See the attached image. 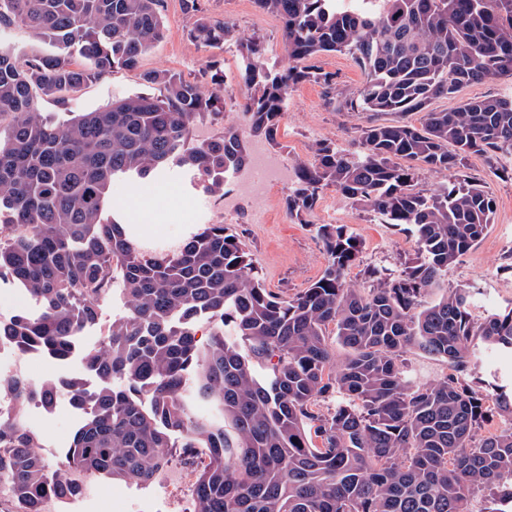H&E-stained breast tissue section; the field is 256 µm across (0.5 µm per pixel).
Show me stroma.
I'll list each match as a JSON object with an SVG mask.
<instances>
[{
  "mask_svg": "<svg viewBox=\"0 0 512 512\" xmlns=\"http://www.w3.org/2000/svg\"><path fill=\"white\" fill-rule=\"evenodd\" d=\"M204 4L210 16L234 25L241 35L260 36L269 62L284 63L286 53L278 17L256 10L253 0H204ZM163 14L167 33L143 57L139 68L113 69L84 86L63 105L51 99L41 100L40 111L48 115L64 110L90 112L116 99L154 95L158 89L142 80V71L170 69L199 80L208 60L214 57L220 59L224 71V120L219 123L202 118L192 133L217 135L224 124L244 125L246 89L234 48L212 52L190 42L185 32L194 18L183 0H163ZM363 122L361 115L328 104L321 84L305 82L295 88L288 100V111L273 148L292 168L299 160L310 157L317 140L332 137L343 147H353L356 131ZM464 174L484 183L496 200V213L488 234L460 263L449 268L448 284L475 286L481 292L482 308L502 310L512 306V181L494 176L487 158L480 154L469 156ZM233 190L234 185L229 182L222 192H209L196 175L174 167L147 185L124 178L115 180L105 214L128 227L147 228L149 237L144 247L153 254L176 248L205 225L226 224L244 243L266 288L284 298L308 288L325 267L326 253L317 236L318 225L343 224L361 239L362 252L349 273L357 288L365 287L367 269L399 271L405 258L414 253L415 241L410 233L399 226L378 223L367 207L353 203L334 189L322 191L314 212L303 221L289 215V190L285 187L270 196L264 218H257L249 198L243 196L237 197L232 213H225L224 199ZM126 310V297L119 287H112L100 303L96 322L83 328L76 339L75 353L57 364L54 378L80 377L96 384V377L85 369L83 354L98 347L103 332ZM26 421L41 443H57V452L47 457L54 465L64 459L83 418L61 396L50 411L28 407ZM199 465V460L177 454L169 471L161 472L151 483L116 484L108 480L104 493L112 497L116 512H124L136 503L148 506L151 512H184L193 496L191 480Z\"/></svg>",
  "mask_w": 512,
  "mask_h": 512,
  "instance_id": "35a3bbf8",
  "label": "stroma"
}]
</instances>
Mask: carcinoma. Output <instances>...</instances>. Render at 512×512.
<instances>
[{
    "label": "carcinoma",
    "mask_w": 512,
    "mask_h": 512,
    "mask_svg": "<svg viewBox=\"0 0 512 512\" xmlns=\"http://www.w3.org/2000/svg\"><path fill=\"white\" fill-rule=\"evenodd\" d=\"M253 3L281 19L288 65L269 63L260 38L185 0L189 41L236 48L250 135L274 140L305 81L365 118L357 151L321 139L297 164L288 214H311L333 188L379 223L408 226L414 255L397 274L368 270V287L354 288L348 273L361 241L343 224H322L327 264L288 299L265 288L222 224L146 255L104 219L112 182L180 167L223 190L249 157L240 128L189 144L198 119L224 116L223 75L207 65V86L147 70L144 82L160 95L52 122L39 100L63 104L116 67L140 66L165 35L162 0H0V34L23 28L52 47L30 54L0 44V120L10 119L0 131V212L10 218L0 226V278L41 302L0 323V338L21 354L65 361L117 277L128 303L84 356L97 388L0 378L13 399L0 407V496L14 512H44L54 497L81 495L88 478L146 484L172 449L201 448L196 512H512V427L486 429L495 415L512 417V386L483 391L473 376L486 350L512 357V307L476 316L479 289L445 280L494 221L492 195L462 174L468 157L486 156L512 180L502 164L512 157V99L432 107L467 85L512 78V0ZM336 53L364 73L350 95L313 64ZM412 112L423 113L420 125L408 121ZM424 171L445 181L419 190ZM201 314L212 319L205 343L194 327ZM331 335L347 351L336 365ZM412 349L446 362L448 374L419 381L406 358ZM61 390L85 420L52 469L23 410L52 405ZM326 401L334 407L325 414ZM197 403L210 413L196 415Z\"/></svg>",
    "instance_id": "carcinoma-1"
}]
</instances>
